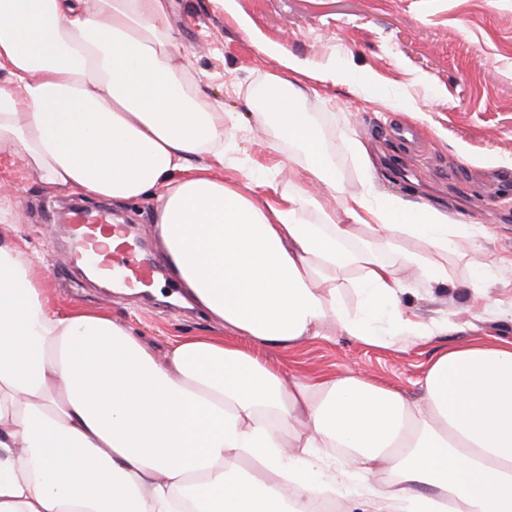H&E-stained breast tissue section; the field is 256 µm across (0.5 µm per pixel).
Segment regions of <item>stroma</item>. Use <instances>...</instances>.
<instances>
[{
	"instance_id": "35a3bbf8",
	"label": "stroma",
	"mask_w": 512,
	"mask_h": 512,
	"mask_svg": "<svg viewBox=\"0 0 512 512\" xmlns=\"http://www.w3.org/2000/svg\"><path fill=\"white\" fill-rule=\"evenodd\" d=\"M264 38L307 61L312 71H353L362 84L316 83L299 104L329 146L347 192L361 191L362 173L349 138L369 152L380 195L427 204L450 220L475 226L476 247L492 258H512V0H236ZM181 63L193 71L209 104L222 107L229 155L263 168L281 193L296 190L288 168L299 153L275 146L260 125L256 92L278 63L262 56L235 18L214 0H168ZM413 105L416 115L405 112ZM76 195L43 188L18 150H0V238L41 262L51 306L102 311L131 329L157 354L184 336L216 334L201 310L168 304L178 284L155 278L145 293L108 297L68 263V225L58 212ZM131 228L137 251H160L153 201L110 202ZM451 281L433 288L414 285L401 298L412 318H448L457 331L428 341L389 348L366 346L336 335L293 347H256L284 373H361L367 380L417 394V380L437 353L465 341L512 340V318L485 313L472 293L478 272L468 260L449 256Z\"/></svg>"
}]
</instances>
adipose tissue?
Wrapping results in <instances>:
<instances>
[{
  "label": "adipose tissue",
  "mask_w": 512,
  "mask_h": 512,
  "mask_svg": "<svg viewBox=\"0 0 512 512\" xmlns=\"http://www.w3.org/2000/svg\"><path fill=\"white\" fill-rule=\"evenodd\" d=\"M216 3L289 73L256 119L299 150L297 192L259 201L218 174L224 111L178 63L166 0H0V149L50 192L155 193L171 275L222 330L156 356L105 313L52 309L34 260L0 241V512H311L335 491L369 512H512V340L441 351L413 399L354 372L287 375L235 344L445 336V318L381 323L404 271L444 286L438 255L491 266L447 214L369 179L345 192L298 107L306 62Z\"/></svg>",
  "instance_id": "obj_1"
}]
</instances>
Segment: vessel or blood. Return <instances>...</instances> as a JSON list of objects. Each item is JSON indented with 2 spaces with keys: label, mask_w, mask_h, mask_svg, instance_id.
<instances>
[{
  "label": "vessel or blood",
  "mask_w": 512,
  "mask_h": 512,
  "mask_svg": "<svg viewBox=\"0 0 512 512\" xmlns=\"http://www.w3.org/2000/svg\"><path fill=\"white\" fill-rule=\"evenodd\" d=\"M71 255L94 259L109 280L112 296L150 282L160 271L158 263L139 259L129 245L126 225L114 223L107 210L74 211Z\"/></svg>",
  "instance_id": "1"
}]
</instances>
